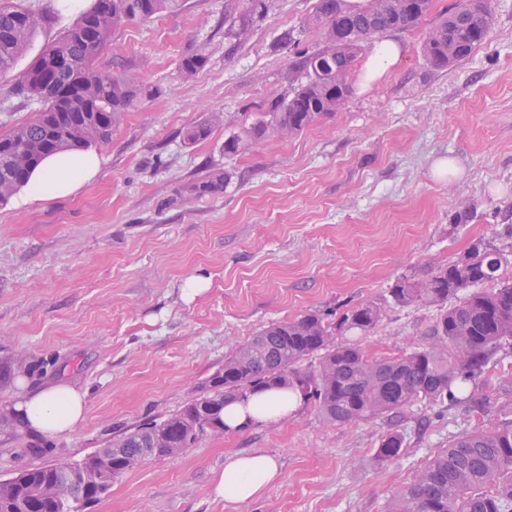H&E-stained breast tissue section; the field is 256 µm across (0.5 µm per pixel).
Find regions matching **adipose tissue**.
<instances>
[{
    "label": "adipose tissue",
    "instance_id": "obj_1",
    "mask_svg": "<svg viewBox=\"0 0 512 512\" xmlns=\"http://www.w3.org/2000/svg\"><path fill=\"white\" fill-rule=\"evenodd\" d=\"M101 167L98 154L85 151L59 153L48 157L23 187L21 205L41 204L73 193L91 180ZM301 405L297 394L285 389H268L236 400L224 408L228 431L277 423L288 419ZM86 414L85 394L68 382L22 393L13 408L16 425L44 439L72 432ZM280 478L276 459L264 452L228 456L223 471L212 483L215 497L231 504L261 498Z\"/></svg>",
    "mask_w": 512,
    "mask_h": 512
}]
</instances>
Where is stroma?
<instances>
[{
	"label": "stroma",
	"instance_id": "stroma-1",
	"mask_svg": "<svg viewBox=\"0 0 512 512\" xmlns=\"http://www.w3.org/2000/svg\"><path fill=\"white\" fill-rule=\"evenodd\" d=\"M456 0H433L414 27L389 32L397 67L372 77L358 57L352 93L303 133L228 156L224 141L306 83L299 56L321 46L304 21L316 0H182L114 30L98 59L160 95L126 112L94 147L98 174L34 206L0 205V408L31 386L74 381L85 421L50 440L0 421V480L65 457L79 461L123 432L162 421L209 387L233 345L264 326L368 299L384 305L370 332L343 340L372 357L426 344L440 309L393 306L401 275L428 277L487 243L512 280V0H496L488 39L445 68L426 59L431 28ZM50 16L15 73L79 17L66 0H23ZM297 41L284 43L285 31ZM205 65L185 73L184 57ZM39 103L0 77V133ZM223 113L210 136L184 130ZM210 168L223 192L190 194ZM205 289L185 298L187 280ZM481 408L418 402L393 415L330 424L314 405L287 422L204 439L114 479L90 512H386L393 492L449 439L479 423H512V347L488 366ZM401 458L379 466L383 436ZM264 451L282 477L259 500L211 494L228 455ZM403 438L397 433H389L381 439L377 450V458L381 464H386L401 457Z\"/></svg>",
	"mask_w": 512,
	"mask_h": 512
}]
</instances>
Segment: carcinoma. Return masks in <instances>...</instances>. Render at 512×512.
I'll return each instance as SVG.
<instances>
[{
    "mask_svg": "<svg viewBox=\"0 0 512 512\" xmlns=\"http://www.w3.org/2000/svg\"><path fill=\"white\" fill-rule=\"evenodd\" d=\"M178 0H93L92 6L58 41L45 46L18 77L17 86L41 103L35 116L0 133V203L8 201L49 155L85 150L111 138L122 116L159 89L133 74L110 75L95 60L111 44L114 29L130 20H149ZM432 0H367L349 9L344 0H317L303 27L321 34L322 47L302 57L308 80L291 97L224 141L237 154L270 139L303 132L331 117L351 94L349 76L359 55L377 35L416 25ZM40 17L14 0H0V76L22 57ZM494 22L493 0H459L428 33L425 54L446 67L487 39ZM219 116L186 129L183 139L208 138ZM226 175L210 169L190 186L196 195L224 190ZM504 257L476 244L427 279L401 276L392 302L406 307L454 300L436 319L432 340L395 357H369L336 336L367 332L383 308L362 300L336 321L310 312L272 323L237 345L210 389L165 420L138 426L81 461L57 459L0 482V512H85L112 486L149 458L175 455L207 436L224 435L226 401L266 387L299 391L330 424H350L404 410L418 401L476 403L490 357L512 342V282L499 280ZM318 357L316 369L301 362ZM403 438L381 439L378 461L401 457ZM388 512H512V424H485L464 431L437 449L413 480L397 488Z\"/></svg>",
    "mask_w": 512,
    "mask_h": 512,
    "instance_id": "carcinoma-1",
    "label": "carcinoma"
}]
</instances>
